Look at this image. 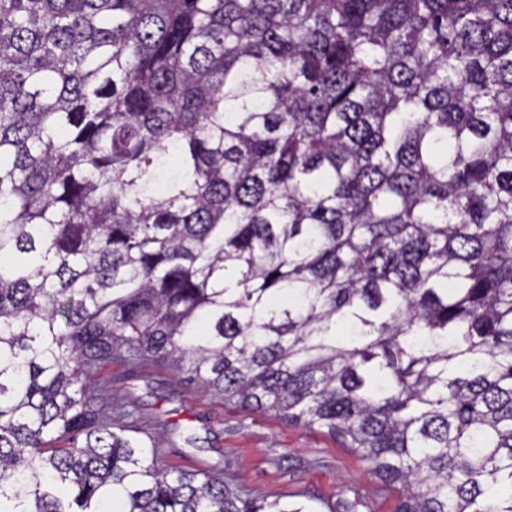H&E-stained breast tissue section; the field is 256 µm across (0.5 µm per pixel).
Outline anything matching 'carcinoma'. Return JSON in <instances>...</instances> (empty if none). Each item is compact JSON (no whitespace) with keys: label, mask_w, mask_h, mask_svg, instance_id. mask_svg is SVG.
Instances as JSON below:
<instances>
[{"label":"carcinoma","mask_w":512,"mask_h":512,"mask_svg":"<svg viewBox=\"0 0 512 512\" xmlns=\"http://www.w3.org/2000/svg\"><path fill=\"white\" fill-rule=\"evenodd\" d=\"M114 358L512 512V0H0V512H312L160 464Z\"/></svg>","instance_id":"carcinoma-1"}]
</instances>
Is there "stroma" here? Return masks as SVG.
<instances>
[{
    "mask_svg": "<svg viewBox=\"0 0 512 512\" xmlns=\"http://www.w3.org/2000/svg\"><path fill=\"white\" fill-rule=\"evenodd\" d=\"M102 374L112 383L113 406L132 411L138 430L152 431L159 417L172 423L162 437L166 466L216 473L252 496L304 500L316 512L350 499L358 502L356 512H395V495L326 432L226 404L155 362L133 368L116 359Z\"/></svg>",
    "mask_w": 512,
    "mask_h": 512,
    "instance_id": "obj_1",
    "label": "stroma"
}]
</instances>
